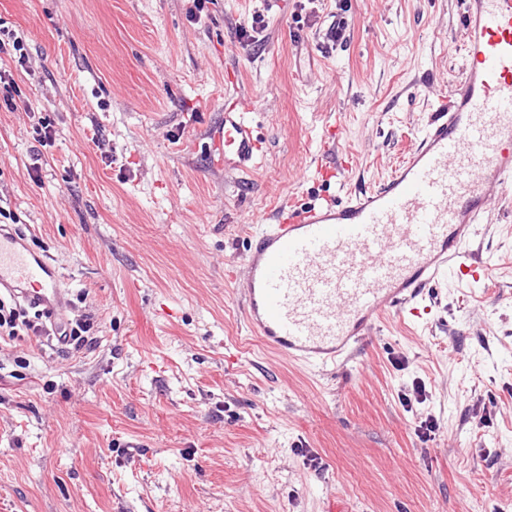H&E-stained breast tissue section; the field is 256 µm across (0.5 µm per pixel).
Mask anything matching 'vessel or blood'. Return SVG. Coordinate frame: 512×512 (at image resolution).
Here are the masks:
<instances>
[{"mask_svg":"<svg viewBox=\"0 0 512 512\" xmlns=\"http://www.w3.org/2000/svg\"><path fill=\"white\" fill-rule=\"evenodd\" d=\"M461 79L435 106L416 146L375 190L288 196L274 221L248 233L244 298L252 331L278 353L324 366L355 348L375 319L422 318L418 304L447 272L480 282L492 266L472 246L493 200L512 193V0H463ZM240 101L210 139L228 171H252L263 141ZM336 129L321 138L313 179L345 185L333 160ZM63 276L25 236L0 225V293L50 319L63 316Z\"/></svg>","mask_w":512,"mask_h":512,"instance_id":"vessel-or-blood-1","label":"vessel or blood"}]
</instances>
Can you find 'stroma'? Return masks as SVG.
<instances>
[{"instance_id": "stroma-1", "label": "stroma", "mask_w": 512, "mask_h": 512, "mask_svg": "<svg viewBox=\"0 0 512 512\" xmlns=\"http://www.w3.org/2000/svg\"><path fill=\"white\" fill-rule=\"evenodd\" d=\"M461 10L0 0L30 59L0 58L13 73L0 98L17 104L0 108V206L92 323L78 350L0 348V512H512L507 202L475 238L489 280L442 283L427 320L385 315L321 368L272 353L228 276L276 198L321 194L306 173L329 124L347 189L393 172L461 79ZM339 20L347 39L333 43ZM235 99L266 141L251 172L224 171L207 147Z\"/></svg>"}]
</instances>
